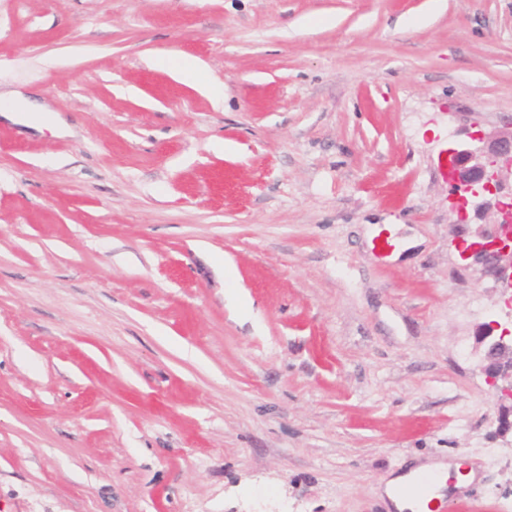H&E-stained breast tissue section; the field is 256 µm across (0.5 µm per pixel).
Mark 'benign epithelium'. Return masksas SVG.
<instances>
[{
  "label": "benign epithelium",
  "instance_id": "7a95c632",
  "mask_svg": "<svg viewBox=\"0 0 512 512\" xmlns=\"http://www.w3.org/2000/svg\"><path fill=\"white\" fill-rule=\"evenodd\" d=\"M467 135L468 140L449 146L443 159L456 195L457 223H466L470 206L477 214L493 208L500 218L479 226L471 239L462 241L458 257L464 265L478 267L494 287L512 291V232L505 229L512 222V210L497 200L504 191L512 192V127ZM475 341L488 384L501 401L512 402V331L490 320L479 326ZM495 434L502 439L512 435V405L502 406Z\"/></svg>",
  "mask_w": 512,
  "mask_h": 512
}]
</instances>
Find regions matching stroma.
Listing matches in <instances>:
<instances>
[{
	"label": "stroma",
	"mask_w": 512,
	"mask_h": 512,
	"mask_svg": "<svg viewBox=\"0 0 512 512\" xmlns=\"http://www.w3.org/2000/svg\"><path fill=\"white\" fill-rule=\"evenodd\" d=\"M425 9L0 0V91L72 129L0 118V512H389L447 462L512 512L439 165L512 116V0Z\"/></svg>",
	"instance_id": "stroma-1"
}]
</instances>
